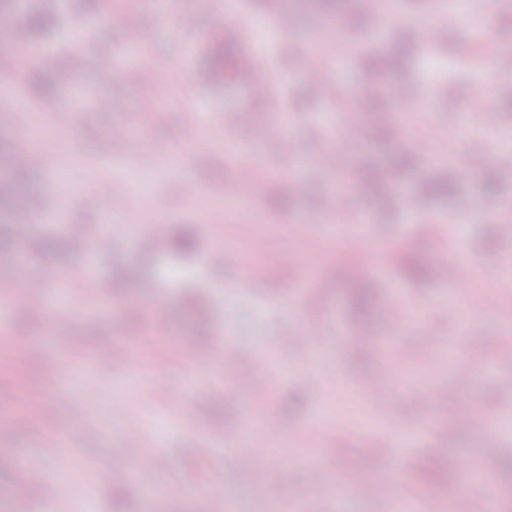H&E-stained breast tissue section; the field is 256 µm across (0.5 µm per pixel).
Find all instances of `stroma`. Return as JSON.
<instances>
[{
    "label": "stroma",
    "mask_w": 512,
    "mask_h": 512,
    "mask_svg": "<svg viewBox=\"0 0 512 512\" xmlns=\"http://www.w3.org/2000/svg\"><path fill=\"white\" fill-rule=\"evenodd\" d=\"M82 2L0 0L14 25L41 13L52 19L29 34L25 48L0 46V69L16 71L19 80L15 93L0 94V251L22 250L30 265L20 284L0 267V285L14 286L8 338L0 340V416L21 426L0 439V512H83L88 498L95 512H115V480L126 471L124 512H152L143 487L153 483L175 488L167 512H202V498L191 492L200 482L224 497L229 512H251L256 483L279 508L308 494L309 457L342 482L378 488L371 500L328 499L327 512H378L380 500L408 494L425 512H512V469L505 465L512 459V364L500 357L512 345V214L502 208L512 201V180L502 174L512 165V55L490 59L471 34L488 19L512 33V0H465L468 22L453 36L469 46V67L458 65L452 50L417 51L428 21L417 0H391L387 15L377 13V0H239L255 20L244 31L218 28L212 0H173L162 13L132 9L129 0H95L91 9ZM340 9L349 20L334 51L317 30L335 24ZM283 11L294 28L285 41L275 32ZM376 21L389 24L379 55L402 58L401 66L376 69L363 58ZM128 42L139 44L144 65L104 69L106 56ZM304 52L323 53L328 83L351 103V126L343 125L335 99L283 64V56ZM240 73L260 85V94L238 90ZM363 84H398L418 97L438 135L464 155L462 176L454 174L455 161L418 153L393 102L385 104L391 123L380 125L356 93ZM476 86L484 92L478 105L471 100ZM451 100L458 111H447ZM147 108L156 118L143 132L142 153L133 156L115 129ZM32 116L48 143L39 152L12 133ZM258 126L266 137L251 139ZM333 152L360 177L341 213L324 211L321 223H307L335 184L317 164ZM413 153L415 165H397L400 155ZM247 170L267 176V187L230 209L214 191ZM443 181L452 183L451 194L428 193ZM101 184L110 190L108 222L94 192ZM18 194L35 217L23 241L7 233ZM51 196L61 207L49 216L42 207ZM134 219L163 237L190 230L194 246L144 253L130 231ZM81 222L93 231L71 244L67 227ZM366 227L374 236L364 252L349 233ZM51 243L56 253H47ZM227 244L248 251L257 269L249 287L235 288L236 268L204 264V254ZM451 248L468 261L466 287L407 275V260L431 267ZM87 264L110 311L84 313L74 288L64 313H50L41 300L55 273ZM306 277L315 289L303 297L298 285ZM363 285L371 297L361 310L354 297ZM472 285L482 307L468 328L485 359L461 372L448 364V345L461 328L457 305ZM397 293L427 325L385 367L343 331L384 335L397 319L388 306ZM336 311L341 331L309 354L290 349L285 332ZM156 319L168 325L165 338L150 336ZM49 330L82 334L94 366L11 356L9 338L38 341ZM186 338L196 341L195 360L179 355ZM224 340L237 352L225 377L205 364ZM281 350L288 363L278 361ZM77 406L83 420L70 445L54 447L53 436L67 430ZM475 407L507 425L490 460L483 427L442 431L447 409L465 415ZM122 411L146 420L147 442L159 447L153 465L144 464L142 449L127 446ZM179 413L187 424L176 422ZM425 421L430 432L408 446L404 469L394 472L388 457L399 449L395 431ZM227 424L248 430L253 462L233 461L211 446L210 430ZM480 461L497 476L494 496L465 479L468 465ZM43 473L73 485L72 496L52 511L40 497Z\"/></svg>",
    "instance_id": "1"
}]
</instances>
